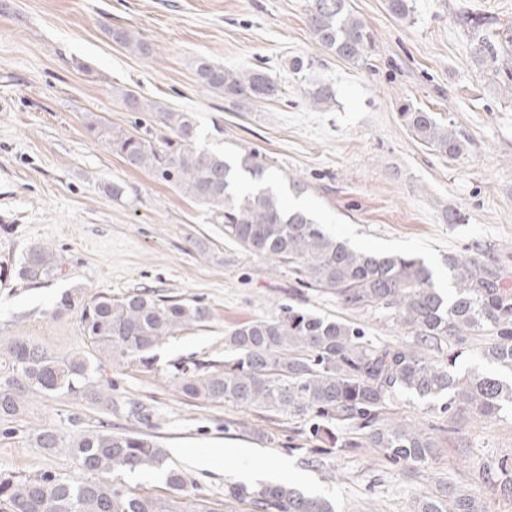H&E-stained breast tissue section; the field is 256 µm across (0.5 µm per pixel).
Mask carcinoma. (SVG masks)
<instances>
[{
  "label": "carcinoma",
  "mask_w": 512,
  "mask_h": 512,
  "mask_svg": "<svg viewBox=\"0 0 512 512\" xmlns=\"http://www.w3.org/2000/svg\"><path fill=\"white\" fill-rule=\"evenodd\" d=\"M387 10L411 19L413 0H386ZM470 34L471 55L482 66L495 67L501 41L512 43V32H499L496 21L464 13L459 18ZM307 25L313 37L338 58L363 63L373 51L364 22L348 8V0H309ZM114 42L149 54L147 44L126 29L110 30ZM192 68L207 89L231 99H272L281 86L258 68H225L200 56ZM311 64L301 60L292 70L309 84L308 100L322 109L336 102L333 84L309 81ZM132 112L154 106L131 92L122 93ZM171 137L156 143L122 129L90 131L104 137L113 152L131 168L154 172L161 180L224 218V235L244 252L288 264L305 288L336 292L351 309H383L413 336V343L374 342L365 331L341 319L286 308L279 317L241 322L224 333V362L207 371L173 366L172 380L186 397L214 404L258 408L288 420L300 419L317 441L329 440L342 452L376 448L391 466L414 470L431 459L436 448L430 432L398 418L393 408L404 398L440 403L448 427L467 411L477 420L493 419L512 405V290L505 273L482 258V244L469 254L448 253L450 288L435 282L433 270L409 252L371 253L350 247L329 233L314 215L290 208L284 191L267 176V163L255 150L217 152L200 147L193 113L157 111ZM401 117L420 142L450 156L464 150L456 131L435 113L406 108ZM53 252L32 245L18 275L39 280L55 274ZM57 309L73 312L84 335L93 340L97 356L60 359L22 339H0L11 375L0 379V419L16 416L25 396L66 393L120 413L143 426L133 432L112 430L98 421L67 446L80 473L44 471L33 475L0 474V506L6 512H214L204 502L189 503L181 491L187 476L169 467L164 477L171 489L158 497L137 492L121 476L148 473L164 466L165 453L152 439L150 407L135 400H116L102 387V361H121L150 369L153 351L168 337L209 319L199 303L161 299L149 292L114 298L100 292L88 300L65 293ZM489 342L478 355L497 368L495 373L457 368L459 354L434 353L449 342L466 344L473 337ZM39 447L56 451L61 441L50 427L38 429ZM224 495L246 501L251 512H336L333 501L309 495L286 484L258 488L230 485ZM418 512H479L476 500L449 485L421 498Z\"/></svg>",
  "instance_id": "carcinoma-1"
}]
</instances>
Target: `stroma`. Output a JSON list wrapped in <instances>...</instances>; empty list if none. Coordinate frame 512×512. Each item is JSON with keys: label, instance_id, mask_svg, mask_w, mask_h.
<instances>
[{"label": "stroma", "instance_id": "stroma-1", "mask_svg": "<svg viewBox=\"0 0 512 512\" xmlns=\"http://www.w3.org/2000/svg\"><path fill=\"white\" fill-rule=\"evenodd\" d=\"M349 5L375 41L360 65L312 37L307 0H0V338L61 358L94 356L75 314L56 311L66 291L87 299L148 290L200 303L209 320L161 343L154 369L104 368L113 397L153 408L154 440L190 477L186 499L248 512L225 497L227 486L283 482L328 496L336 512H417L422 495L451 485L474 495L482 512H512V464L500 466L512 461L511 409L488 422L458 415V434L435 432V456L415 471L389 466L373 448L325 453L316 466L301 422L189 399L168 377L174 362L223 361L225 329L288 306L346 319L376 341L411 336L381 312L350 310L332 292L300 286L225 238L222 219L204 205L129 168L90 125L147 130L157 141L168 131L154 113L127 111L126 91L194 113L209 148L259 151L274 181L305 183L300 196L287 187L288 201L303 198L356 248L415 253L442 277L448 253L478 242L512 276V96L501 76L473 62L457 23L466 9L512 30V0H415L411 23L393 17L386 0ZM115 27L149 55L115 43ZM200 55L227 68L263 66L282 94L224 98L197 82L191 63ZM297 58L311 62V77L332 82L331 108L310 106L290 68ZM405 103L451 125L464 152L451 157L417 141L399 117ZM114 182L126 187L118 201L106 190ZM450 210L464 222L446 223ZM34 244L54 252V276H18ZM99 417L97 406L70 396L30 395L0 420V472L75 473L65 448L48 453L33 434L47 426L65 444ZM227 448L248 449L251 462L218 461Z\"/></svg>", "mask_w": 512, "mask_h": 512}]
</instances>
